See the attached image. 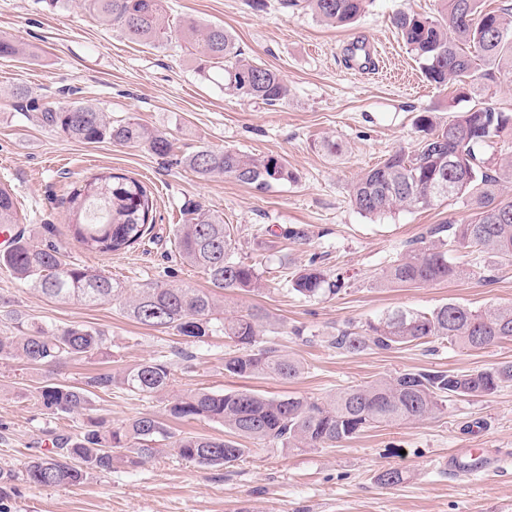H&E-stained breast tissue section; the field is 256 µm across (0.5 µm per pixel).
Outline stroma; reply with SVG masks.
I'll return each mask as SVG.
<instances>
[{
  "mask_svg": "<svg viewBox=\"0 0 512 512\" xmlns=\"http://www.w3.org/2000/svg\"><path fill=\"white\" fill-rule=\"evenodd\" d=\"M440 0H371L351 25L330 27L307 10L283 8L281 0H166L171 20L219 24L246 56L277 70L290 89L286 103L268 106L226 96L202 79L180 37L158 48L128 41L86 10L81 0H0V37L23 54L0 57V184L14 195L19 225L35 246H53L67 258L105 271L124 287L162 282L207 287L205 275L185 263L173 228L185 199L221 216L235 229L237 258L262 265L266 287L228 295L227 312L264 308L276 322L271 339L305 366L293 380L239 378L225 374L224 336L188 343L175 331L136 323L117 301L88 306L57 303L0 269V336L15 335L9 311L54 330L73 323L103 331L111 354L50 369L20 360L0 361V468L21 470L52 448L58 436L78 433L92 420L117 426L144 413L162 422L166 438L157 453L136 467L113 465L67 488L16 481L0 498V512H512V462L501 473L460 480L438 459L455 448L512 451V384L486 397H457L446 410L419 422L371 427L332 448H272L240 439L247 453L231 466H201L180 458L171 439L224 437L223 426L170 418L162 401L121 386L92 390L69 415H49L36 400L49 383L84 386L100 372L114 373L166 355L172 393L198 388L252 390L270 397L322 399L337 390L407 369L470 371L512 363V339L462 351L432 341L398 350L368 348L346 354L329 340L346 324L365 326L390 310L428 311L447 302L475 310L512 304V262L470 250L453 253L470 276L420 287L380 288L375 275L431 224H465L470 205L447 201L427 210L377 217L359 213L349 189L360 173L392 151L413 150L415 119L439 121L474 106L455 86L427 82L394 28L404 9L433 15ZM374 46L373 64L358 71L346 53L357 40ZM23 87L39 105L85 103L112 120L135 118L172 141L185 156L209 147L284 159L295 178L265 189L220 176L204 181L147 148L68 140L18 103ZM326 137L342 146L337 158L318 147ZM112 168L142 180L156 199L155 222L145 243L126 253L101 256L72 238L62 200L81 180ZM307 226L311 240L298 248L275 237L277 229ZM342 273L341 294L309 299L287 289L288 275L309 262ZM191 354V362L177 351ZM399 470L403 480L381 485L378 474Z\"/></svg>",
  "mask_w": 512,
  "mask_h": 512,
  "instance_id": "1",
  "label": "stroma"
}]
</instances>
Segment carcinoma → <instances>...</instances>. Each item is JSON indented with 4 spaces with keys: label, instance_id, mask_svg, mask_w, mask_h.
Returning <instances> with one entry per match:
<instances>
[{
    "label": "carcinoma",
    "instance_id": "obj_1",
    "mask_svg": "<svg viewBox=\"0 0 512 512\" xmlns=\"http://www.w3.org/2000/svg\"><path fill=\"white\" fill-rule=\"evenodd\" d=\"M284 2L288 8L310 10L327 25L340 26L352 22L367 0ZM441 2L436 16L403 10L394 18L407 50L430 82L446 87L469 81L477 87L503 70L512 72V8L484 13L480 0ZM83 4L136 44L158 48L168 42L171 27L164 0H83ZM180 27L192 46L197 72L221 85L225 94L269 106L288 100V84L281 75L245 57L224 27L191 20L182 21ZM41 120L70 140H108L142 145L159 157L172 155V143L162 134L133 118L114 123L91 105L45 107ZM416 127L422 137L415 150L394 151L352 183L350 196L356 209L366 216H379L463 199L475 215L467 224L429 227L382 271L377 284L412 287L464 277L467 271L452 260V254L462 249L473 248L511 262L512 199L503 198V184L512 183V160L486 158L481 148L512 131V113L481 101L446 122L422 112ZM179 163L203 180L228 176L258 188L295 179L287 162L233 148L204 147ZM66 204L73 239L91 253L125 252L141 243L154 223L151 191L123 173L104 171L89 177L68 192ZM180 212L182 223L175 230L178 254L206 276L207 290L150 282L131 291L102 271L64 260L52 246L31 245L19 233L0 252V268L55 302L118 301L136 322L173 330L192 341L220 332L236 347L224 358V371L232 376L300 377L304 372L300 360L260 339L271 326L264 309L252 306L232 317L223 316L217 294L254 292L262 286L259 265L235 258L234 229L192 199L182 203ZM15 223L13 196L0 187V224ZM280 236L297 247L310 239L301 225L281 230ZM287 283L291 291L309 299L335 296L346 288L344 276L315 265L297 270ZM506 339H512L511 304L475 311L448 302L429 312L389 311L359 332L349 327L337 330L330 344L352 354L370 347L394 350L446 340L469 351ZM108 349L102 332L76 324L51 334L32 325L18 336H0V358L41 366L104 356ZM171 376V363L160 356L118 375L100 373L89 378L87 385L105 391L121 385L152 398L168 393ZM508 383H512V364L465 372L409 369L345 388L323 401L300 395L276 398L250 391L197 389L169 400L167 412L185 421L208 420L273 448H326L377 424L424 420L441 412L453 397L491 395ZM37 400L47 413L60 415L84 406L87 395L84 388L52 383L38 390ZM160 436L167 437L162 423L147 413L116 428L91 421L79 435L56 439L53 451L32 458L22 470L0 469V484L22 480L38 487L78 485L91 471H110L116 462L131 467L142 463L155 455L154 443ZM172 447L182 459L203 466L232 465L247 452L233 440L205 435L183 436Z\"/></svg>",
    "mask_w": 512,
    "mask_h": 512
}]
</instances>
